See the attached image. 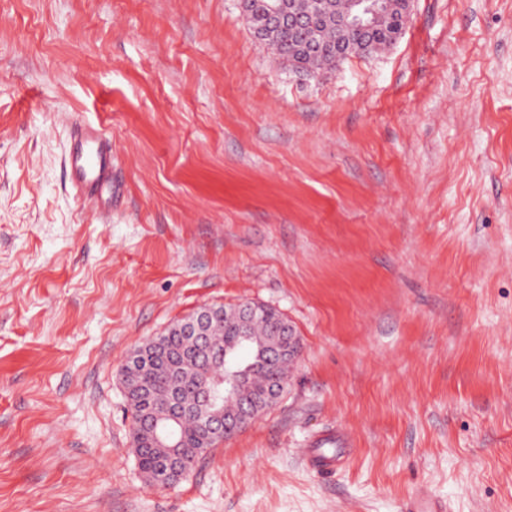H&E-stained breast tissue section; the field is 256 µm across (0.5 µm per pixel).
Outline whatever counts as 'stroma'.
<instances>
[{
	"instance_id": "obj_1",
	"label": "stroma",
	"mask_w": 512,
	"mask_h": 512,
	"mask_svg": "<svg viewBox=\"0 0 512 512\" xmlns=\"http://www.w3.org/2000/svg\"><path fill=\"white\" fill-rule=\"evenodd\" d=\"M112 139L75 196L73 120ZM285 314L282 396L148 486L121 368L200 307ZM336 470L307 466L327 428ZM512 512V0H413L318 78L237 0H0V512Z\"/></svg>"
}]
</instances>
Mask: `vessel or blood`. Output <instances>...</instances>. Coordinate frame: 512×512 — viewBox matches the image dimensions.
I'll return each instance as SVG.
<instances>
[{"mask_svg": "<svg viewBox=\"0 0 512 512\" xmlns=\"http://www.w3.org/2000/svg\"><path fill=\"white\" fill-rule=\"evenodd\" d=\"M65 164L78 196L100 201L111 192L115 158L112 144L100 127L80 122L72 125ZM345 440V435L331 430L317 438L316 450L309 453L310 468L317 473L333 472L340 459L328 453L326 447Z\"/></svg>", "mask_w": 512, "mask_h": 512, "instance_id": "obj_1", "label": "vessel or blood"}]
</instances>
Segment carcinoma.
<instances>
[{"label":"carcinoma","instance_id":"obj_1","mask_svg":"<svg viewBox=\"0 0 512 512\" xmlns=\"http://www.w3.org/2000/svg\"><path fill=\"white\" fill-rule=\"evenodd\" d=\"M352 0H250L246 19L253 36L268 45L293 72L317 77L335 71L350 56L374 57L396 43L408 18L401 0H384L386 8L375 19L371 31L344 29L341 21ZM283 8L312 18L309 25L286 30L271 24L270 17ZM258 310L248 323L229 316L219 308L217 317L202 344L181 334L171 325L156 342L144 345V371L124 374L126 402L132 412L135 454L145 481L159 487L166 461L179 456L195 465L224 437H209L200 426L196 408L200 389L208 388L225 416L236 413L241 402H256V414L262 415L276 390L288 385L292 362L288 356H269L274 340L280 337L288 319L278 310L252 303ZM245 371L238 397L227 398L224 378L236 370ZM182 406L175 425L174 446L161 444L146 433H139L142 417L162 410L171 401Z\"/></svg>","mask_w":512,"mask_h":512}]
</instances>
